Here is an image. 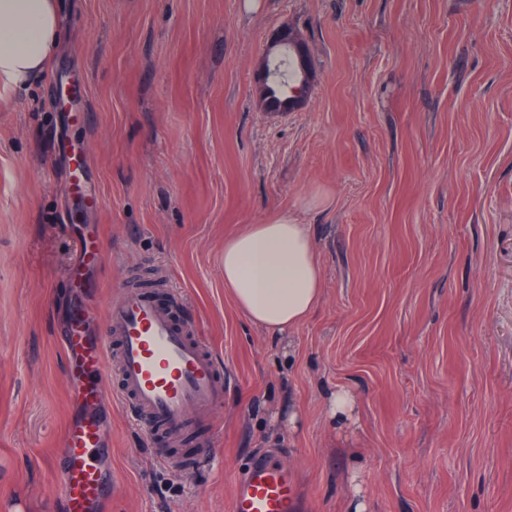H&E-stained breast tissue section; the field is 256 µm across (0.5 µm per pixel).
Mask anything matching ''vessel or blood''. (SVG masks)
I'll return each instance as SVG.
<instances>
[{
    "mask_svg": "<svg viewBox=\"0 0 512 512\" xmlns=\"http://www.w3.org/2000/svg\"><path fill=\"white\" fill-rule=\"evenodd\" d=\"M74 267L84 272L103 249L79 236ZM108 334L95 340L77 305L58 342L71 378L78 415L59 440L55 473L63 512H103L119 486L112 478V447L102 408L119 402L145 433L164 428L177 443L189 422L212 420L224 402V366L199 330L176 320L155 296L122 291L106 312ZM294 473L262 455L233 480L228 512H306Z\"/></svg>",
    "mask_w": 512,
    "mask_h": 512,
    "instance_id": "1",
    "label": "vessel or blood"
}]
</instances>
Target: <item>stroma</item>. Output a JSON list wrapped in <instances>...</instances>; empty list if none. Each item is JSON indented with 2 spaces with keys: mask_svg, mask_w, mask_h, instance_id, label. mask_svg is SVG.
I'll return each mask as SVG.
<instances>
[{
  "mask_svg": "<svg viewBox=\"0 0 512 512\" xmlns=\"http://www.w3.org/2000/svg\"><path fill=\"white\" fill-rule=\"evenodd\" d=\"M60 3L46 75L0 88V512H61L75 224L104 243L92 335L160 269L157 299L181 296L226 371L223 410L177 450L222 453L192 474L106 406L111 512H225L234 467L272 449L310 512H512V0ZM283 25L314 62L288 114L255 93ZM65 142L87 152L79 196ZM314 193L323 299L288 349L227 295L224 238ZM339 388L356 399L341 428ZM355 398L348 389H338L333 393L326 406L327 415L333 422H342L349 417L354 410Z\"/></svg>",
  "mask_w": 512,
  "mask_h": 512,
  "instance_id": "stroma-1",
  "label": "stroma"
}]
</instances>
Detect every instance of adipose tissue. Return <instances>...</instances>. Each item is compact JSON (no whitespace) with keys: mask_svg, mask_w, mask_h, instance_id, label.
<instances>
[{"mask_svg":"<svg viewBox=\"0 0 512 512\" xmlns=\"http://www.w3.org/2000/svg\"><path fill=\"white\" fill-rule=\"evenodd\" d=\"M64 19L58 0H0V86L28 88L49 67ZM289 213L224 238V287L236 308L272 338L304 323L322 302V268L311 227Z\"/></svg>","mask_w":512,"mask_h":512,"instance_id":"1","label":"adipose tissue"}]
</instances>
